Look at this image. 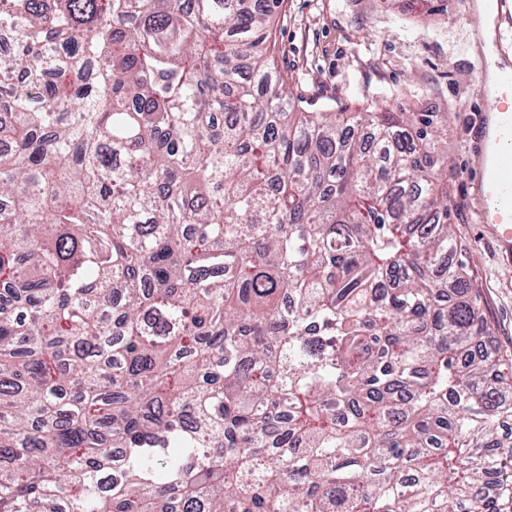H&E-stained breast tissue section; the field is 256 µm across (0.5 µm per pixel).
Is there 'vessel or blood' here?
Masks as SVG:
<instances>
[{
	"mask_svg": "<svg viewBox=\"0 0 512 512\" xmlns=\"http://www.w3.org/2000/svg\"><path fill=\"white\" fill-rule=\"evenodd\" d=\"M484 168L478 185L483 223L493 225L502 249L512 248V102L500 101L484 116L472 143Z\"/></svg>",
	"mask_w": 512,
	"mask_h": 512,
	"instance_id": "1",
	"label": "vessel or blood"
}]
</instances>
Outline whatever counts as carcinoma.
<instances>
[{
  "mask_svg": "<svg viewBox=\"0 0 512 512\" xmlns=\"http://www.w3.org/2000/svg\"><path fill=\"white\" fill-rule=\"evenodd\" d=\"M280 0H0V512H512V359L433 112H300Z\"/></svg>",
  "mask_w": 512,
  "mask_h": 512,
  "instance_id": "obj_1",
  "label": "carcinoma"
}]
</instances>
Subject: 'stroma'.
I'll list each match as a JSON object with an SVG mask.
<instances>
[{"label": "stroma", "mask_w": 512, "mask_h": 512, "mask_svg": "<svg viewBox=\"0 0 512 512\" xmlns=\"http://www.w3.org/2000/svg\"><path fill=\"white\" fill-rule=\"evenodd\" d=\"M476 0H281L271 61L308 112H434L448 126L449 221L474 272L492 344L512 355V263L483 224L472 178L476 125L491 104L473 35Z\"/></svg>", "instance_id": "obj_1"}]
</instances>
